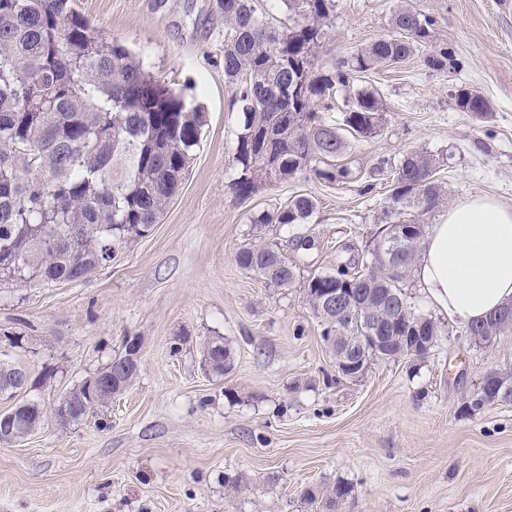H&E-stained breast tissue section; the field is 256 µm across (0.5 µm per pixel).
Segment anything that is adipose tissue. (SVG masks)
<instances>
[{"instance_id": "ef3b65f1", "label": "adipose tissue", "mask_w": 512, "mask_h": 512, "mask_svg": "<svg viewBox=\"0 0 512 512\" xmlns=\"http://www.w3.org/2000/svg\"><path fill=\"white\" fill-rule=\"evenodd\" d=\"M414 273L463 326L512 303V207L489 196L449 207L422 240Z\"/></svg>"}]
</instances>
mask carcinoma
<instances>
[{"label":"carcinoma","instance_id":"1","mask_svg":"<svg viewBox=\"0 0 512 512\" xmlns=\"http://www.w3.org/2000/svg\"><path fill=\"white\" fill-rule=\"evenodd\" d=\"M259 0H214L224 19V79L234 87L232 105L242 112L241 132L232 157L237 177L230 189L247 199L271 180H288L306 171L329 184L347 181L352 171L340 162L347 148L342 132L362 141L383 118L384 103L375 91L361 90L341 110V123L327 120L336 87L353 75L393 66L423 52L425 68L455 66L452 51L433 41L435 19L412 6L391 19L394 35L379 38L330 70L318 65L328 36L334 0H269L288 13L277 21L258 8ZM296 87L295 94L287 93ZM456 106L485 118L489 100L475 90L459 89ZM205 126L203 113L157 82L143 63L118 41L94 35L90 23L70 0H0V283L27 285L80 282L112 259L113 247L141 237L157 223L177 192L190 156ZM447 196L435 177L434 158L412 150L396 165L388 206L378 215L379 233L390 224L405 230L390 254L364 251L359 264L315 273L306 281V299L321 327L363 342L365 363L397 360L372 340L365 308L343 295L341 325L322 311L323 289L350 288L355 300L377 304L386 299L382 327L399 334L433 316L417 311L404 291L427 225L422 216L445 206ZM317 209L314 198L296 195L253 218L255 226L307 224ZM238 266L278 288L296 281V266L276 245L252 241L235 257ZM402 274L388 282L389 265ZM499 312L468 327L477 342L492 343L511 323ZM140 344L133 338L124 352L87 377L46 409L37 399H17L25 366L0 359V437L27 436L40 428L46 413L66 426L112 402L138 377ZM235 354L224 337L207 339L202 367L222 377ZM350 484L309 486L305 501L347 497Z\"/></svg>","mask_w":512,"mask_h":512}]
</instances>
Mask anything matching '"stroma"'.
Returning a JSON list of instances; mask_svg holds the SVG:
<instances>
[{
	"label": "stroma",
	"mask_w": 512,
	"mask_h": 512,
	"mask_svg": "<svg viewBox=\"0 0 512 512\" xmlns=\"http://www.w3.org/2000/svg\"><path fill=\"white\" fill-rule=\"evenodd\" d=\"M436 19L435 43L458 68L431 72L420 56L362 75L385 104L374 137L352 142L354 179L313 173L230 190L241 122L224 81V21L213 0H71L95 35L117 39L162 85L207 115L181 185L160 221L84 281L0 286V333L23 330L7 358L43 385L53 406L75 384L140 343L134 384L93 416L54 418L0 447V512H512V404L461 415L483 375L512 368V330L474 342L445 320L427 359L376 361L356 380L327 384L333 357L304 299L316 272L335 271L374 240L392 167L414 148L433 155L449 203L489 194L512 207V0H411ZM399 0H336L319 61L332 66L391 35ZM466 86L489 119L460 111ZM389 166L376 171L379 160ZM306 194L309 223L262 235L295 265L293 287L242 270L253 213ZM235 350L221 378L201 345ZM352 486L336 504L303 501L308 486Z\"/></svg>",
	"instance_id": "35a3bbf8"
}]
</instances>
